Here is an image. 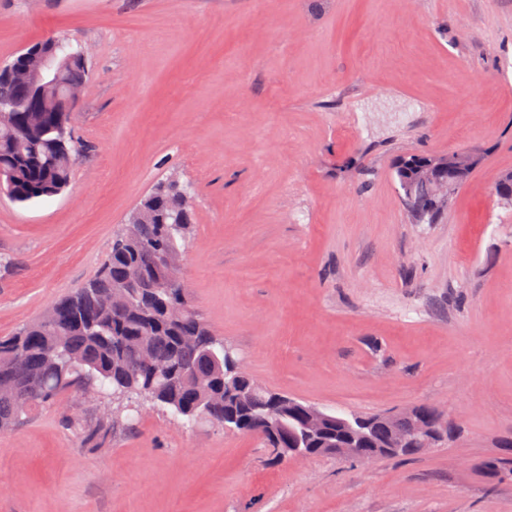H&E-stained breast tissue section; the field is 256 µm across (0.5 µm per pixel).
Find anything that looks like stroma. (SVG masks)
I'll return each mask as SVG.
<instances>
[{
  "label": "stroma",
  "mask_w": 512,
  "mask_h": 512,
  "mask_svg": "<svg viewBox=\"0 0 512 512\" xmlns=\"http://www.w3.org/2000/svg\"><path fill=\"white\" fill-rule=\"evenodd\" d=\"M81 44L68 188L0 197V336L94 276L158 180L193 183L190 299L264 386L329 411H443L411 459L274 460L145 409L85 444L62 396L0 433V512H512V0H0V62ZM481 162L437 223L408 153Z\"/></svg>",
  "instance_id": "obj_1"
}]
</instances>
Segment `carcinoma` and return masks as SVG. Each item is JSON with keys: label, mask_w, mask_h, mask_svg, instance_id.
Here are the masks:
<instances>
[{"label": "carcinoma", "mask_w": 512, "mask_h": 512, "mask_svg": "<svg viewBox=\"0 0 512 512\" xmlns=\"http://www.w3.org/2000/svg\"><path fill=\"white\" fill-rule=\"evenodd\" d=\"M55 39L24 48L0 64V193L27 204L61 194L79 151L70 138V113L59 111L58 88L42 80L43 57ZM58 73L65 88L83 85L85 60L62 54ZM195 224L170 179L157 182L112 242L98 272L39 318L0 336V431L21 424L35 407L70 391L96 387L109 410L77 419L83 441L96 444L123 413L156 409L189 423L230 425L272 449L283 433L263 419L277 410L284 426L290 398L265 392L253 377H235L234 350L213 333L188 298L183 280H171ZM162 288L181 295L177 318L161 310ZM369 444L379 446L391 422L368 416Z\"/></svg>", "instance_id": "obj_1"}]
</instances>
